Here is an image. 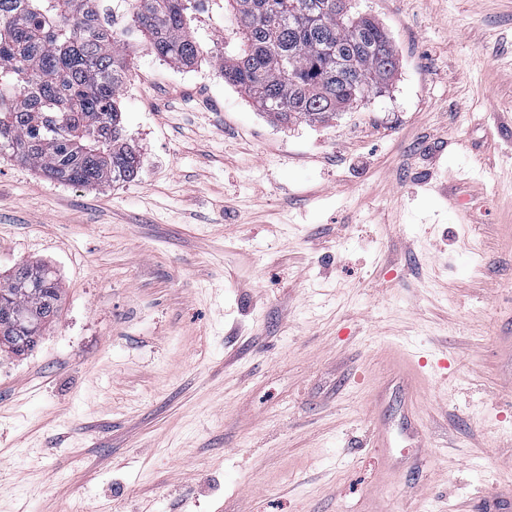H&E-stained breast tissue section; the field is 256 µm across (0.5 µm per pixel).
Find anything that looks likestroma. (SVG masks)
<instances>
[{"instance_id": "stroma-1", "label": "stroma", "mask_w": 512, "mask_h": 512, "mask_svg": "<svg viewBox=\"0 0 512 512\" xmlns=\"http://www.w3.org/2000/svg\"><path fill=\"white\" fill-rule=\"evenodd\" d=\"M399 58L326 122L141 50L137 178L0 158V512H485L512 502V0H351ZM5 284L0 287V351L22 356L36 348L45 327L57 320L61 283L47 265L20 261ZM23 313L33 315L31 324L17 325L16 316Z\"/></svg>"}]
</instances>
